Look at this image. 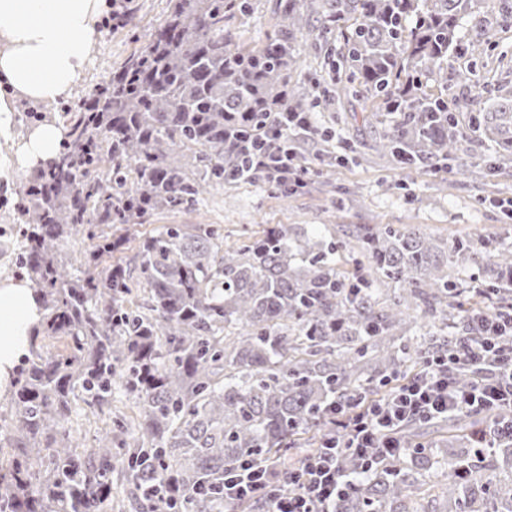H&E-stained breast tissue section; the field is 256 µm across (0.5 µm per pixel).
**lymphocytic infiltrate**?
<instances>
[{
	"label": "lymphocytic infiltrate",
	"mask_w": 512,
	"mask_h": 512,
	"mask_svg": "<svg viewBox=\"0 0 512 512\" xmlns=\"http://www.w3.org/2000/svg\"><path fill=\"white\" fill-rule=\"evenodd\" d=\"M242 152L243 163L230 178L258 175L278 183L301 167L295 148L277 131ZM480 294L483 306L467 314L471 335L430 357L422 372L399 380L386 397L352 395L332 402L318 452L292 467L246 461L225 472L224 512H236L237 504L253 498L264 501L263 512H336L337 501L354 484L340 466L342 456H352L358 472L366 474L390 462L394 435L407 423L512 410V307L498 305L496 289ZM463 364L477 371L473 383L457 381Z\"/></svg>",
	"instance_id": "1"
}]
</instances>
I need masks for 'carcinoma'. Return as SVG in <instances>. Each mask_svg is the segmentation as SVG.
Segmentation results:
<instances>
[{
    "label": "carcinoma",
    "mask_w": 512,
    "mask_h": 512,
    "mask_svg": "<svg viewBox=\"0 0 512 512\" xmlns=\"http://www.w3.org/2000/svg\"><path fill=\"white\" fill-rule=\"evenodd\" d=\"M129 61L96 83L92 108L73 113L58 156L37 170L15 209L20 265L44 315L30 355L0 397V512H224V469L313 448L332 400L419 372L466 335L451 270L486 252L484 283L512 292V249L448 243L416 225L357 229L369 266L336 269L347 243L273 224L224 247L218 224H166L133 238L115 232L224 185L234 137L261 139L280 113L344 93L373 117L392 115L378 149L402 167L458 158L478 133L495 145L493 170L512 167V91L489 103L470 74L448 99V57L460 18L484 34L512 21V0H276L265 41L240 42L230 22L255 0H169ZM320 60L293 80L302 53ZM337 74L334 83L323 71ZM77 263L61 259L74 236ZM46 338L63 341L43 350ZM122 391L138 410L87 447L73 434L77 402L101 412ZM486 420H438L448 472L439 512H512V481L472 463ZM399 460L355 483L336 512H416L433 449L408 425Z\"/></svg>",
    "instance_id": "cac0c4a2"
}]
</instances>
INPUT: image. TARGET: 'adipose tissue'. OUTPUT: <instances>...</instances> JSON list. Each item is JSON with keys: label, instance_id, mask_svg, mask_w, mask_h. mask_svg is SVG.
Wrapping results in <instances>:
<instances>
[{"label": "adipose tissue", "instance_id": "1", "mask_svg": "<svg viewBox=\"0 0 512 512\" xmlns=\"http://www.w3.org/2000/svg\"><path fill=\"white\" fill-rule=\"evenodd\" d=\"M104 0H0V136L13 133L20 101L70 96L91 62L95 25ZM63 129L50 120L32 129L4 170L27 171L55 157ZM43 315L31 282L0 278V393L30 345Z\"/></svg>", "mask_w": 512, "mask_h": 512}]
</instances>
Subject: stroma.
Here are the masks:
<instances>
[{
	"label": "stroma",
	"mask_w": 512,
	"mask_h": 512,
	"mask_svg": "<svg viewBox=\"0 0 512 512\" xmlns=\"http://www.w3.org/2000/svg\"><path fill=\"white\" fill-rule=\"evenodd\" d=\"M126 6V26H98L92 63L78 96L90 97L102 75L129 59L162 17L167 0H127ZM462 71L471 72L487 99H494L499 88H512V27L493 32L480 56L449 57V95L467 92V83L458 78ZM316 117L332 138L299 143L305 172L292 185L291 197L274 195L262 181L228 180L196 206L152 216L145 230L164 224H218L225 244L231 245L269 224L340 239L362 224H414L451 242L482 238L512 244V220L501 218L502 209H512V170L484 178L461 171L473 162H492V142L471 136L462 141L458 160L437 168L405 169L375 151L378 130L365 121L361 102H322ZM28 179L23 172L0 175V275L18 269L14 214L19 190Z\"/></svg>",
	"instance_id": "35a3bbf8"
}]
</instances>
